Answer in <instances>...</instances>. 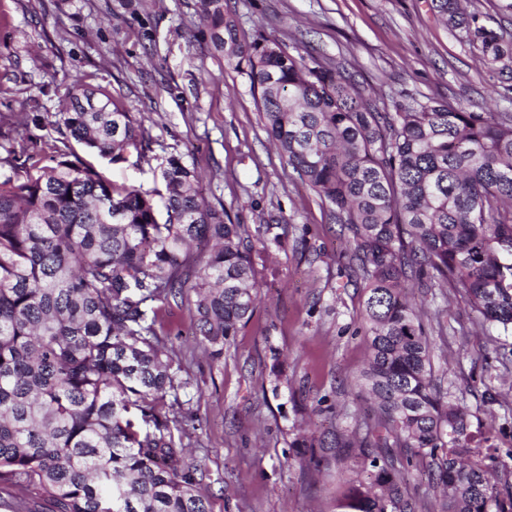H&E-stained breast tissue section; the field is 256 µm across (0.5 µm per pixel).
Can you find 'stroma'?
<instances>
[{
    "instance_id": "stroma-1",
    "label": "stroma",
    "mask_w": 512,
    "mask_h": 512,
    "mask_svg": "<svg viewBox=\"0 0 512 512\" xmlns=\"http://www.w3.org/2000/svg\"><path fill=\"white\" fill-rule=\"evenodd\" d=\"M240 36L263 35L349 72L379 109L432 98L512 115V68L490 72L480 45L444 24L432 0H224ZM108 87L141 121L150 149L109 166L113 180L150 188L165 158L200 174L207 204L247 225L273 276L251 320L211 360L175 309L172 357L185 384L173 406L213 512H346L351 458L336 442L365 433L371 401L357 377L368 356L364 281L328 206L271 144L247 79L215 51L199 0H0V174L20 137L44 132L31 99L55 113L74 75ZM434 342L445 399L474 434L512 453V335L480 325L451 287L410 283ZM324 441L318 464L296 439Z\"/></svg>"
}]
</instances>
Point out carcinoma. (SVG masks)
Here are the masks:
<instances>
[{"label": "carcinoma", "instance_id": "carcinoma-1", "mask_svg": "<svg viewBox=\"0 0 512 512\" xmlns=\"http://www.w3.org/2000/svg\"><path fill=\"white\" fill-rule=\"evenodd\" d=\"M443 21L512 63V38L459 0ZM225 63L244 75L287 165L351 235L366 280L370 355L360 375L373 422L354 449L353 512H416L388 454L430 468L433 512H512L492 438L472 447L465 413L434 380L433 340L405 282L462 292L483 324L512 333V117L413 99L381 112L351 76L277 39L239 37L224 0H200ZM57 136L11 151L0 176V485L49 512H211L204 473L167 395L181 368L163 359L170 301L188 307L218 360L252 317L259 270L247 225L205 203L177 156L165 191L116 183L60 148L73 140L118 164L148 148L142 124L77 79L60 97ZM165 218L159 219V209Z\"/></svg>", "mask_w": 512, "mask_h": 512}]
</instances>
